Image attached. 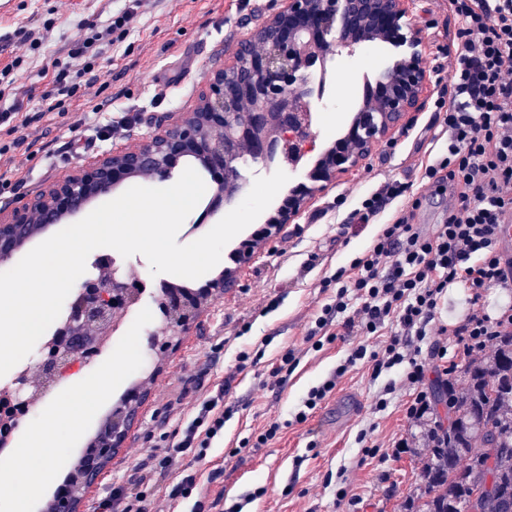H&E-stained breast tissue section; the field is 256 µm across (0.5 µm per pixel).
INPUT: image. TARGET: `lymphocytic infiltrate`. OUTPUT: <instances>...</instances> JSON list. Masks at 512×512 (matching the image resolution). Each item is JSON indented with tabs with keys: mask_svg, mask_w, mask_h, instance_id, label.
<instances>
[{
	"mask_svg": "<svg viewBox=\"0 0 512 512\" xmlns=\"http://www.w3.org/2000/svg\"><path fill=\"white\" fill-rule=\"evenodd\" d=\"M448 11L457 23L448 35L452 76L448 98L438 102L435 119L448 146L423 173L435 191L448 194V215L428 232L413 224L412 210L396 211L363 255L337 271L336 297L308 331L312 349H321L322 336L338 317L347 332L364 337L385 331L389 338L376 350L364 344L352 347L335 377L309 390L296 422H305L338 377L360 361L370 363L377 375L402 368L405 383L415 389L405 407L407 418L433 413L436 399L425 383L434 362L447 359L448 348L434 340L432 325L449 288L458 283L470 288L475 303L489 289L512 288V260L500 248L501 217L512 210V0H448ZM136 14L135 8H126L102 29L78 37L69 63L58 66L44 94L49 110L84 96L80 79L96 72L88 48L122 43ZM6 98L0 89V129L12 134L11 140H0V159L10 160L17 152L31 151V144L15 132L33 118ZM511 331L512 313L493 318L473 312L453 334L464 355L473 356ZM426 339L431 345L424 351L419 343ZM229 416L219 397L199 400L179 441L163 456L136 466L137 493L114 489L122 512H145L146 487L176 473L184 459H205L214 441L223 437Z\"/></svg>",
	"mask_w": 512,
	"mask_h": 512,
	"instance_id": "f902f5d3",
	"label": "lymphocytic infiltrate"
}]
</instances>
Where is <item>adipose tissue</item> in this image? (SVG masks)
Listing matches in <instances>:
<instances>
[{
  "mask_svg": "<svg viewBox=\"0 0 512 512\" xmlns=\"http://www.w3.org/2000/svg\"><path fill=\"white\" fill-rule=\"evenodd\" d=\"M57 444V436L30 434L27 441L16 448L10 460L0 464V492L12 493L35 474L44 479L52 478L50 461Z\"/></svg>",
  "mask_w": 512,
  "mask_h": 512,
  "instance_id": "ef3b65f1",
  "label": "adipose tissue"
}]
</instances>
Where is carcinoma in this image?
Listing matches in <instances>:
<instances>
[{
	"label": "carcinoma",
	"instance_id": "obj_1",
	"mask_svg": "<svg viewBox=\"0 0 512 512\" xmlns=\"http://www.w3.org/2000/svg\"><path fill=\"white\" fill-rule=\"evenodd\" d=\"M449 387L448 424L432 428L437 447L420 474L423 492L407 512H512V333L497 338L486 363L464 368V383ZM107 448L110 419L70 470L71 509L89 462H109Z\"/></svg>",
	"mask_w": 512,
	"mask_h": 512
}]
</instances>
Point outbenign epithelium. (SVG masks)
<instances>
[{"label":"benign epithelium","mask_w":512,"mask_h":512,"mask_svg":"<svg viewBox=\"0 0 512 512\" xmlns=\"http://www.w3.org/2000/svg\"><path fill=\"white\" fill-rule=\"evenodd\" d=\"M374 34L394 49L395 59L378 82L366 87L364 107L314 172L315 185L289 196L288 207L281 208L280 223L293 221L307 199L352 172L371 142L387 136L418 106L426 80L423 39L412 26L405 0H283L281 9L238 46L224 68L205 77L194 111L136 148L113 152L15 208L0 222V260L10 258L15 239L27 225L53 224L79 212L92 189L121 181L129 170L169 178L172 164L188 145L196 148L214 182L222 184L240 179L227 165L226 144L267 157L291 142L308 141L310 127L302 113L310 110V100L302 73L312 67L314 57L352 54ZM100 262L110 266L109 272L79 281L69 321L41 355L37 373L25 371L13 379L10 395L18 406L29 407L33 396L46 395L79 360L89 358V350L100 349L101 338L120 326L116 313L136 302L131 284L112 265V258ZM164 299L170 327L191 321L201 305V300L177 291Z\"/></svg>","instance_id":"7a95c632"}]
</instances>
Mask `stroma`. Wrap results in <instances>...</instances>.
<instances>
[{"label":"stroma","mask_w":512,"mask_h":512,"mask_svg":"<svg viewBox=\"0 0 512 512\" xmlns=\"http://www.w3.org/2000/svg\"><path fill=\"white\" fill-rule=\"evenodd\" d=\"M128 0H11L0 15V66L24 57L15 74L26 112L42 113L39 123L19 128L33 142L35 156L17 155L0 161V174L22 170L23 178L0 194V214L9 215L25 200L72 177L80 167L121 150L135 148L146 137L191 112L203 88L204 77L223 66L241 41L277 12L282 0H143L124 40L106 48L92 86L101 103L99 120L127 112L137 121L101 142L91 131L87 107H72L65 117L45 115L43 94L49 82L44 66L67 60L69 49L84 26L108 24ZM414 26L426 43L423 67L426 89L418 107L402 126L372 145L358 168L310 199L300 215L277 233L264 237L270 217L277 215L288 191L278 195L253 223L224 248L216 268L190 280L175 275H151L146 258L136 254L122 265L131 279L149 285L136 307L126 312L123 334L102 340L100 354L63 379L36 409L30 410L15 431L17 442L39 430L54 433L50 410L70 402L102 371L120 368V378L92 395L93 413L84 430L65 437L56 450L53 468L64 477V460L79 456L104 424L113 407L128 391L143 395L135 418L115 449L111 461L91 486L81 489L78 512H104L114 487L131 489L134 467L164 452L176 440L199 396L223 392L231 415L224 437L198 463V489L223 505L211 512H406L418 493L420 471L431 451L420 441V429L405 415L413 390L404 384L401 368L373 376L360 363L338 379L335 389L303 423L294 415L308 391L334 373L356 336H337L322 350H310L308 328L322 307L333 302L330 283L339 267L363 254L378 232L375 224L357 225L351 213L357 197L376 190L384 181L407 183L404 197L390 202L387 212L421 198L414 222L431 228L448 212V198L434 195L422 182L418 165L428 152H441L445 141H432L426 129L435 117L436 102L448 84V34L456 21L445 0H409ZM42 37L39 51L29 49V34ZM389 55L387 44L375 41L354 55L339 54L329 61L335 80L327 96L312 103L319 118L313 129L314 149L300 167L288 168L289 183L302 182L336 140L345 135L363 105V85L373 78ZM258 239L259 248L245 265L235 256L243 243ZM234 271L233 287L211 297L199 317L166 340L165 319L158 310L157 284L168 282L190 289ZM287 347L300 350V362L285 384L268 377V367ZM260 353L257 363L237 370L239 352ZM388 393L390 404L379 411L375 403ZM282 421L281 433L262 448L243 447L269 421ZM364 443H357V435ZM407 438L414 446L393 456L394 440ZM375 454H368V447ZM348 497L338 500L339 488Z\"/></svg>","instance_id":"35a3bbf8"}]
</instances>
